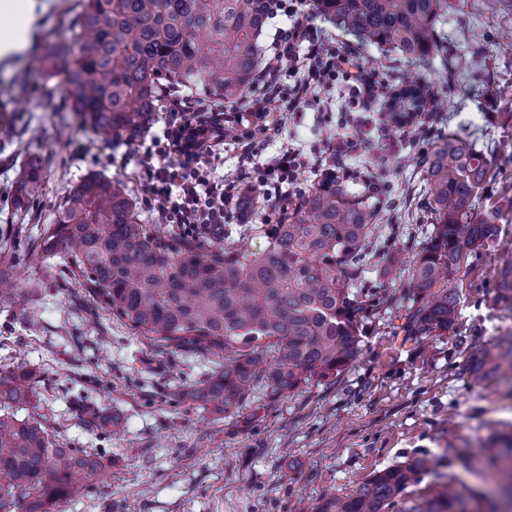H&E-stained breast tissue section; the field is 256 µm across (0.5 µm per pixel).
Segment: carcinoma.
Here are the masks:
<instances>
[{
  "instance_id": "1",
  "label": "carcinoma",
  "mask_w": 512,
  "mask_h": 512,
  "mask_svg": "<svg viewBox=\"0 0 512 512\" xmlns=\"http://www.w3.org/2000/svg\"><path fill=\"white\" fill-rule=\"evenodd\" d=\"M314 10L361 41L397 51L448 74L442 14L448 0H310ZM71 35L41 61L65 75V109L101 141L145 127L160 111L164 82H207L227 106L253 87L266 0H79ZM385 112L425 111L422 86L402 83ZM47 158L28 155L12 192L17 210L43 190ZM488 154L450 134L421 167L432 229L412 268L419 297L409 335H441L453 327L456 281L498 232L493 207L479 202ZM374 215L344 183H321L264 230L266 246L228 248L206 239L158 234L138 220L123 187L91 174L71 188L54 223L36 245L49 262L62 255L96 301L141 335L177 349L224 351V365L188 396L231 415L254 382L285 396L311 381L337 377L358 354L366 316L383 305L358 289ZM17 294L0 263V300ZM495 299L512 303V262ZM30 371L0 369V512H53L79 483L98 482L105 466L94 452L60 448L41 420L19 419L30 403ZM421 461L373 473L347 497L318 512H385L413 483ZM410 512H490L443 491Z\"/></svg>"
}]
</instances>
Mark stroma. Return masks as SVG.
Wrapping results in <instances>:
<instances>
[{
	"instance_id": "1",
	"label": "stroma",
	"mask_w": 512,
	"mask_h": 512,
	"mask_svg": "<svg viewBox=\"0 0 512 512\" xmlns=\"http://www.w3.org/2000/svg\"><path fill=\"white\" fill-rule=\"evenodd\" d=\"M30 47L0 61V260L14 267L26 306L0 302V369L22 363L31 372L29 409L42 416L61 447L101 455L103 480L75 490L54 512H316L332 496H347L374 471L412 461L434 463L385 512H408L423 498L452 486L487 490L485 441L491 427L512 433V368L485 361L479 349L512 334V309L494 300L503 259L512 258V0H448V85L436 90L440 120L423 144L385 153L380 192L361 181L381 229L372 240L362 279L371 293L392 297L363 322L360 351L337 376L313 381L283 397L252 386L238 413L226 416L191 400L188 392L215 370L219 357L182 351L137 334L89 297L83 280L64 267H46L33 237L52 223L72 186L97 173L123 183L150 224L134 162L121 141L86 133L62 108L64 76L37 72L39 60L68 35L73 0H36ZM327 37L354 43L326 20ZM366 67L384 77L428 85L435 67L408 65L395 52L354 43ZM342 88L311 89L290 116L281 140L264 143L263 157L282 142L304 153L320 147L328 120L337 119ZM455 133L477 148L493 145L483 197L504 219L497 237L459 284L454 326L440 336L406 332L416 290L407 266L430 226L424 208L420 151ZM50 158L45 189L29 212L16 211L10 190L29 153ZM262 195L224 226L225 242L248 227L253 250L266 244ZM399 253L406 266L390 285L382 271ZM119 417L107 431L95 418Z\"/></svg>"
}]
</instances>
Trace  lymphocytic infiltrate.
Listing matches in <instances>:
<instances>
[{
  "instance_id": "f902f5d3",
  "label": "lymphocytic infiltrate",
  "mask_w": 512,
  "mask_h": 512,
  "mask_svg": "<svg viewBox=\"0 0 512 512\" xmlns=\"http://www.w3.org/2000/svg\"><path fill=\"white\" fill-rule=\"evenodd\" d=\"M267 12L272 17H286L287 23L273 36L246 107L223 123L210 117L211 107L205 98L188 91L178 95L164 91L168 119L162 136L133 147L152 220L171 226L181 237H223L227 221L238 215L243 191L236 184L212 180L209 166L222 155L225 126H232L235 142L244 148L243 162L247 165H253L262 140L280 135L282 96L278 80L283 69L306 73L305 83L294 88L299 96L312 86L330 88L339 81L346 84L352 124L392 129L399 140L419 139L432 127L433 114L429 111L409 120L398 119L391 112H366L367 99L386 94L387 80L381 79L376 70L356 65L353 53L322 35L305 10L304 0H268ZM191 122L209 130L211 141L201 144L194 158L188 159L176 150L173 135ZM353 154L370 155L375 164L380 161L372 154L367 138L340 134L326 138L313 157L287 145L274 162L253 166V183L262 187L269 201L266 223H279L288 204L301 199L304 190L298 176L309 163L321 166L326 176L347 178L351 172L345 159Z\"/></svg>"
}]
</instances>
